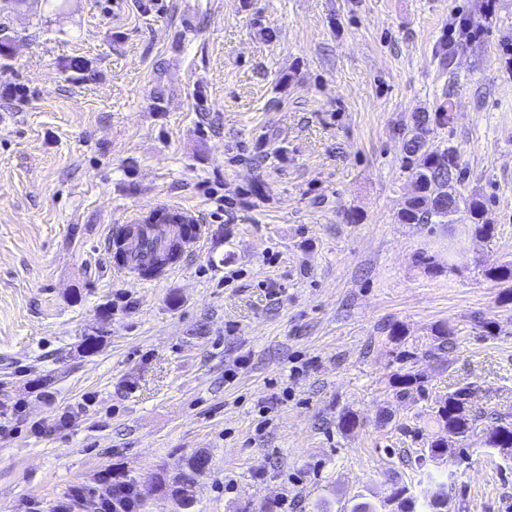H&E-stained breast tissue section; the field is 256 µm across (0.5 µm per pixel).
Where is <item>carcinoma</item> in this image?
Wrapping results in <instances>:
<instances>
[{
	"label": "carcinoma",
	"mask_w": 512,
	"mask_h": 512,
	"mask_svg": "<svg viewBox=\"0 0 512 512\" xmlns=\"http://www.w3.org/2000/svg\"><path fill=\"white\" fill-rule=\"evenodd\" d=\"M451 102H446L440 111L429 114L421 112L415 116L413 127L408 131L402 145L404 168L413 177V188L405 200L404 206L397 215L400 224H469L477 235H488L492 226L484 219L485 205L476 196L464 197L460 187L463 186L465 173L461 158L456 148L433 147L428 144L427 134L432 124H446L450 120ZM180 224L182 216L170 209L157 210L143 219L150 224ZM181 242L172 240L155 252L153 266L143 270L146 277L153 276L160 267L178 258ZM486 275L495 281H512V264H494L486 269ZM454 345V336L444 327L436 330L430 351H442ZM423 377L411 371L397 373L392 380L396 395L405 398L421 390ZM466 387H458L448 391L442 398L433 416L444 431V437L430 443L427 453L420 454L418 459L437 457L436 450L448 447V439L467 440L477 429L480 416L467 406ZM486 431L483 445L487 448L512 447V416L498 415L491 418L484 428ZM207 453L195 452L186 460L181 473L169 477L167 471L158 468L152 474L155 488L168 496L178 495L182 499L184 512H193L196 498L193 494V483L196 471L200 467L201 457ZM408 490L405 485L393 484L392 495L399 499L400 512H428L429 504L417 505L415 498L403 496Z\"/></svg>",
	"instance_id": "carcinoma-1"
}]
</instances>
